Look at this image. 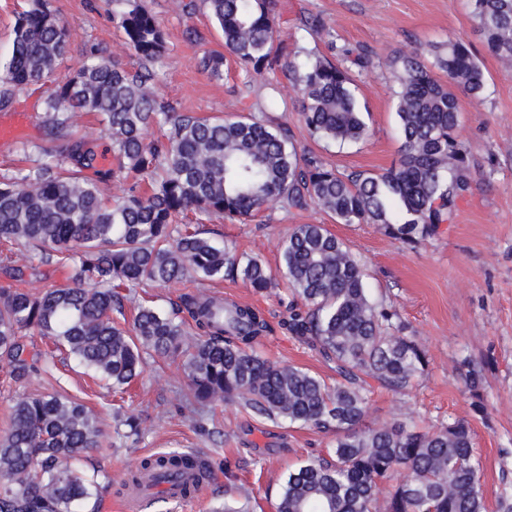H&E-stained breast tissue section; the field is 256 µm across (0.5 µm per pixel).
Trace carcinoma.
Segmentation results:
<instances>
[{
  "mask_svg": "<svg viewBox=\"0 0 512 512\" xmlns=\"http://www.w3.org/2000/svg\"><path fill=\"white\" fill-rule=\"evenodd\" d=\"M134 71L91 48L44 102L46 141L21 146L27 164L0 170V357L18 378L34 369L55 376V356L25 358L24 339L52 342L122 394L145 360H183L192 416L238 401L259 417L336 434L330 459L288 472L276 512H486L473 433L465 421L422 431L404 420L364 427L366 392L375 381L404 392L425 371L426 353L396 315L370 297L365 273L345 243L323 224H298L282 240L281 276L291 294L288 332L334 364L330 385L309 370L275 364L254 349L269 325L262 312L226 305L198 291L180 296L176 318L137 305L132 328L119 322L124 302L143 284L239 278L257 292L274 287L258 258L239 255L200 226L222 217L245 221L277 206L313 203L339 224H376L413 248L446 224L471 188L465 145L454 136L456 91L482 96L487 81L462 37L413 49L385 62L397 88L403 143L398 165L343 174L299 149L288 125L255 115L237 119L178 112L156 88L149 64L167 49L166 34L146 0H114ZM274 0H203L224 49L242 72L280 69L301 96L311 137L339 144L369 135L347 68L310 50L306 61H281L287 32ZM487 50L512 64V0H469ZM11 54L0 59V109L19 92L51 80L71 33L48 0H31L13 29ZM95 123L73 133L75 118ZM151 127L161 137L146 141ZM106 136L119 160L122 194L108 199L98 184L95 145ZM62 269L67 283L40 292L22 268ZM138 440L140 422L116 430ZM101 417L62 393L14 398L0 436V512H87L98 498L99 473L84 462L102 447ZM196 455L168 451L140 462L126 483L149 475L162 486ZM406 478L391 484L394 472Z\"/></svg>",
  "mask_w": 512,
  "mask_h": 512,
  "instance_id": "obj_1",
  "label": "carcinoma"
}]
</instances>
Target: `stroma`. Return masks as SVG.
<instances>
[{
    "label": "stroma",
    "instance_id": "stroma-1",
    "mask_svg": "<svg viewBox=\"0 0 512 512\" xmlns=\"http://www.w3.org/2000/svg\"><path fill=\"white\" fill-rule=\"evenodd\" d=\"M50 4L72 35L58 77L68 75L76 59L92 47L137 67L113 19L114 0ZM147 6L167 33L168 51L155 72L177 111L226 117L265 113L287 123L299 146L345 174L398 164L402 138L396 97L383 67L353 74L370 137L345 145L317 143L304 126L296 95H289L287 109L269 107L268 76L248 80L232 67L215 79L203 70L202 56L223 51L224 43L200 0L184 12L174 8L173 0H147ZM277 11L288 29L292 53L314 48L337 62L341 48L362 47L382 59L462 37L485 71L488 92L481 100L460 95L461 122L455 131L469 153L472 189L460 199L452 222L423 246L411 248L374 224L336 223L312 205L290 212L266 210L244 222L217 218L207 229L238 254L261 258L274 272L282 265L279 244L295 225L322 224L342 239L367 274L371 298L397 313L428 358L425 372L406 393L374 387L366 425L392 421L403 410L423 430L467 421L486 512H498L499 497L512 495V67L502 65L474 34L466 0H278ZM52 90L44 85L0 110V121L19 113L28 118L11 139H0V166L16 159L20 142L43 140L41 101ZM213 289L226 301L262 311L271 326L257 345L262 356L335 379L318 351L285 328L286 285L258 293L242 281L227 279ZM9 371L7 360L0 359V435L9 427L19 391L69 394L94 409L110 428L119 413L139 419L144 433L138 441L110 431L92 455L93 464L112 482L101 493L96 512H119L115 485L144 457L172 449L205 458L211 477L197 498L160 504L156 512H221L228 493L249 497L253 512H275L288 470L332 442L331 436L314 429L261 418L232 402L210 406L199 421L188 419L189 381L178 362L147 363L120 406L76 366L61 368L55 379L34 374L17 383Z\"/></svg>",
    "mask_w": 512,
    "mask_h": 512
}]
</instances>
